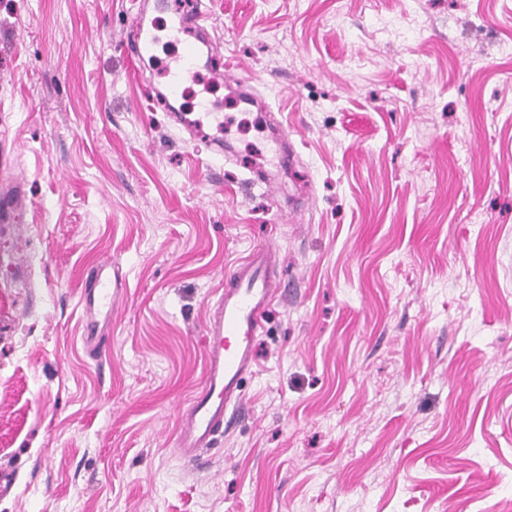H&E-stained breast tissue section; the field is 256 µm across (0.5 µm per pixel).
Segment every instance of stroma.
Instances as JSON below:
<instances>
[{"label": "stroma", "mask_w": 512, "mask_h": 512, "mask_svg": "<svg viewBox=\"0 0 512 512\" xmlns=\"http://www.w3.org/2000/svg\"><path fill=\"white\" fill-rule=\"evenodd\" d=\"M272 185L152 106L155 0H0V512L512 503V0H203ZM289 154L288 163L274 158ZM281 284L201 465L175 448L224 272ZM118 287L93 360L82 272ZM237 99L231 98L233 104L243 112L244 117L240 121L247 129L253 130L257 134V138L268 136L272 134V130L266 121L263 119V110L257 100L253 99L245 101L246 96L236 94Z\"/></svg>", "instance_id": "1"}]
</instances>
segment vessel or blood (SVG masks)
I'll return each instance as SVG.
<instances>
[{
	"label": "vessel or blood",
	"instance_id": "1",
	"mask_svg": "<svg viewBox=\"0 0 512 512\" xmlns=\"http://www.w3.org/2000/svg\"><path fill=\"white\" fill-rule=\"evenodd\" d=\"M198 67L194 47L184 44L167 68L170 91L178 92L185 82L195 79ZM111 267V262L103 261L88 272L82 295L87 313L111 308L112 290L105 276ZM225 283L205 325L203 382L181 411L176 443L180 455L190 462L200 449L210 446L224 425L228 408L239 401L241 381L253 368V344L261 332L263 315L276 298L267 254L261 248L229 268Z\"/></svg>",
	"mask_w": 512,
	"mask_h": 512
}]
</instances>
